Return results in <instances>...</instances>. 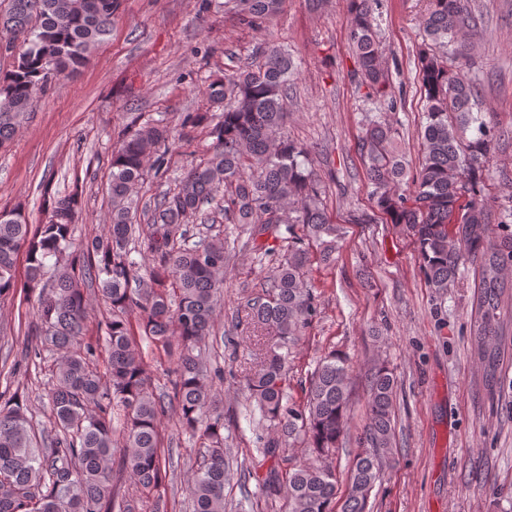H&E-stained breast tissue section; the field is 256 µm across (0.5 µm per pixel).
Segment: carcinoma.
<instances>
[{"label": "carcinoma", "instance_id": "1", "mask_svg": "<svg viewBox=\"0 0 512 512\" xmlns=\"http://www.w3.org/2000/svg\"><path fill=\"white\" fill-rule=\"evenodd\" d=\"M243 24L259 28L282 0H228ZM380 0H347V38L355 56L354 80L394 104L387 48L375 24ZM114 0H9L0 14L5 41L30 32L27 48L0 77V147L9 143L33 99L56 76L74 71L112 30ZM472 14L465 0H428L420 27L425 49L418 76L425 101L415 173L396 143L398 132L369 122L359 140L373 207L414 240L428 286L442 293L469 260L479 261L470 331L488 347L477 358L484 387L501 383L505 348L500 315L512 294V212L494 219L486 195L489 162L499 129L473 111L475 88L452 75L440 49L466 32ZM261 62L211 82L204 94L223 108L220 120L191 113L185 123L212 139L208 156L188 168L153 203L135 194L148 163L156 170L175 144L163 121L131 117L110 161L111 210L103 234L73 242L84 181L75 176L65 194L44 187L46 218L30 224L15 215L0 220V299L16 288V262L26 249V285L39 289L36 315L46 345L58 355L50 401L54 432L43 447L23 405L0 407V512H132L126 497L112 494L108 462L122 451V468L152 497L151 512H167L161 494L172 465L165 452L162 419L173 410L179 431L202 448L187 482L194 512H224V486L234 455L226 447L218 386L224 369L206 353L218 307L224 301L225 239L208 235L211 207L272 262L260 290L246 297L239 321L271 335L263 360L242 380L243 390L268 421L257 437V456L239 464V476L261 478L264 505L279 512H370L369 500L387 461L397 451V382L384 364L369 378L368 422L337 500L336 467L347 424L348 358L322 355L303 402L288 397V360L317 316L308 283L311 245L320 260L336 249V227L324 211L311 151L288 136L286 102L297 65L288 51L266 42ZM412 183L405 192L402 186ZM201 218L191 243L184 225ZM288 243L281 252L261 241ZM141 247L155 265L142 269L132 253ZM94 286L109 308L104 368L96 349L81 344L86 317L84 289ZM136 323H131V319ZM151 350L146 357L142 345ZM168 377L165 391L151 389L152 368ZM123 412L122 440L114 421Z\"/></svg>", "mask_w": 512, "mask_h": 512}]
</instances>
